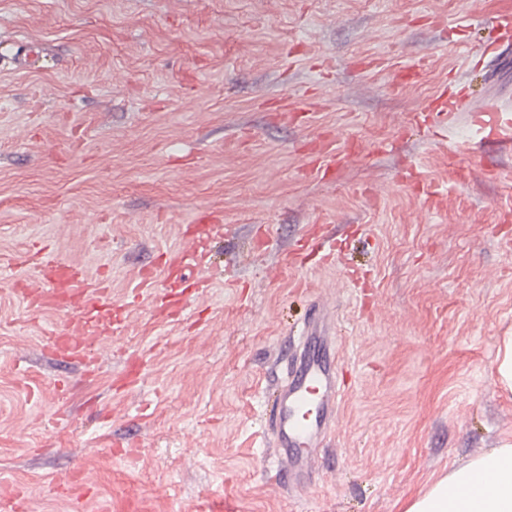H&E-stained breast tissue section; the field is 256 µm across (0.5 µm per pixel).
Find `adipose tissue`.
Masks as SVG:
<instances>
[{"mask_svg": "<svg viewBox=\"0 0 512 512\" xmlns=\"http://www.w3.org/2000/svg\"><path fill=\"white\" fill-rule=\"evenodd\" d=\"M403 512H512V444L435 479L407 501Z\"/></svg>", "mask_w": 512, "mask_h": 512, "instance_id": "obj_1", "label": "adipose tissue"}]
</instances>
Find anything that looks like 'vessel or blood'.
<instances>
[{
    "label": "vessel or blood",
    "mask_w": 512,
    "mask_h": 512,
    "mask_svg": "<svg viewBox=\"0 0 512 512\" xmlns=\"http://www.w3.org/2000/svg\"><path fill=\"white\" fill-rule=\"evenodd\" d=\"M460 112L468 113L484 142L512 146V118L503 115L498 96L476 102L461 99L449 111L437 113L439 126L453 125ZM20 291L29 311L59 306L72 311L74 324L67 332L45 330V349L57 362L89 364L91 343L84 327L92 319L111 315L109 285L93 279L85 268L47 253L37 277L22 282ZM325 319L323 307H316L288 355L287 375L271 396L274 408L261 428L262 439L272 450L273 479L278 483L287 485L311 472L318 449L326 447L336 425L340 395L336 349ZM28 500L29 491L23 486L0 487V512H28ZM193 512H241V507L223 495L208 494L198 498Z\"/></svg>",
    "instance_id": "b4317fda"
}]
</instances>
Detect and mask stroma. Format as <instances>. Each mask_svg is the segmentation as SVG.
I'll return each instance as SVG.
<instances>
[{"label":"stroma","mask_w":512,"mask_h":512,"mask_svg":"<svg viewBox=\"0 0 512 512\" xmlns=\"http://www.w3.org/2000/svg\"><path fill=\"white\" fill-rule=\"evenodd\" d=\"M512 0H0V261L41 251L84 266L122 309L98 371L43 355L44 329L0 283V479L31 512H99L139 495L181 512L207 492L243 512H402L435 478L512 441L497 347L512 332V150L449 158L466 120L423 106L458 92L512 101L457 44L487 38ZM358 151L332 179L324 147ZM198 213L219 233L194 270V319L157 325L142 266L183 246ZM341 236L326 261L284 257L311 227ZM332 314L336 430L298 490L270 482L259 420L283 356L317 304ZM140 386L119 391L127 360ZM68 377L66 402L55 384ZM63 422L52 423L56 411ZM137 434L136 463L100 434ZM91 486L72 501L55 484Z\"/></svg>","instance_id":"35a3bbf8"}]
</instances>
